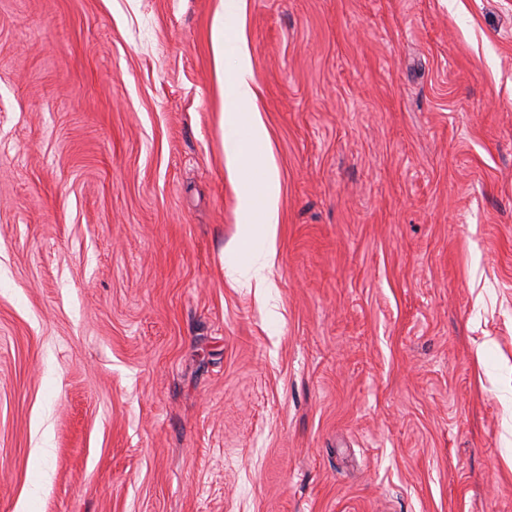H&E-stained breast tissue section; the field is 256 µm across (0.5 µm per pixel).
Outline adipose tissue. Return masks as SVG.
Returning a JSON list of instances; mask_svg holds the SVG:
<instances>
[{
    "mask_svg": "<svg viewBox=\"0 0 512 512\" xmlns=\"http://www.w3.org/2000/svg\"><path fill=\"white\" fill-rule=\"evenodd\" d=\"M244 8V0H223L213 26L215 68L224 88L225 165L241 183L239 239L242 243H261L253 262L232 270L229 279L236 285L254 289L262 301H269L275 283L269 273L275 263V239L279 222V178L275 167L259 161L256 148L267 140L266 127L253 105L257 99L251 59L243 35L230 18ZM233 55L232 68H225L224 58Z\"/></svg>",
    "mask_w": 512,
    "mask_h": 512,
    "instance_id": "ef3b65f1",
    "label": "adipose tissue"
}]
</instances>
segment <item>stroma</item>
<instances>
[{
	"instance_id": "obj_1",
	"label": "stroma",
	"mask_w": 512,
	"mask_h": 512,
	"mask_svg": "<svg viewBox=\"0 0 512 512\" xmlns=\"http://www.w3.org/2000/svg\"><path fill=\"white\" fill-rule=\"evenodd\" d=\"M0 0V512H512V0ZM221 2L222 12L216 14L213 26V46L216 73L224 87L225 113H222L221 128L225 165L229 173L236 175L242 183L239 240L243 244H262L253 262L236 267L228 277L238 286L255 288L256 296L268 302L271 289L275 288L269 273L277 255L279 178L275 167L266 159L263 163L258 159L255 146L265 144L268 137L259 113L252 109L258 85L243 34L227 22L244 9V1ZM226 54H232L235 59L230 70L224 69ZM241 130L246 131L245 139L240 137ZM255 214L262 216L260 224L253 221Z\"/></svg>"
}]
</instances>
